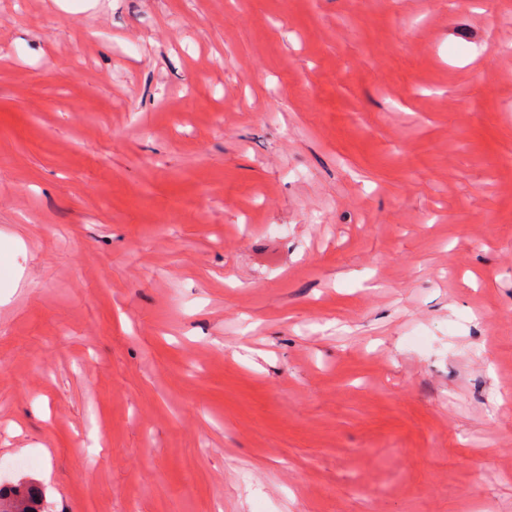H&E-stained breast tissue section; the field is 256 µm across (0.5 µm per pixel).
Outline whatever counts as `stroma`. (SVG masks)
Instances as JSON below:
<instances>
[{
	"label": "stroma",
	"mask_w": 512,
	"mask_h": 512,
	"mask_svg": "<svg viewBox=\"0 0 512 512\" xmlns=\"http://www.w3.org/2000/svg\"><path fill=\"white\" fill-rule=\"evenodd\" d=\"M0 459L512 512V0H0Z\"/></svg>",
	"instance_id": "1"
}]
</instances>
